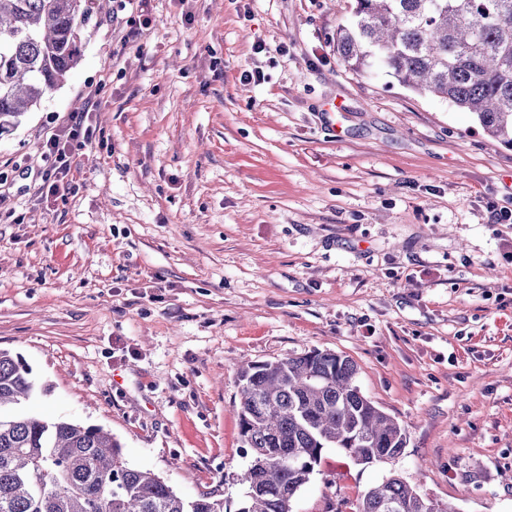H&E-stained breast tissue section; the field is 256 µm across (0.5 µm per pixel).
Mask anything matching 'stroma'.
Here are the masks:
<instances>
[{
	"instance_id": "obj_1",
	"label": "stroma",
	"mask_w": 512,
	"mask_h": 512,
	"mask_svg": "<svg viewBox=\"0 0 512 512\" xmlns=\"http://www.w3.org/2000/svg\"><path fill=\"white\" fill-rule=\"evenodd\" d=\"M84 56L0 136V350L29 412L237 506V365L349 357L403 452L327 449L293 512H357L395 471L512 512V147L471 113L339 63L352 0H89ZM152 19L129 36L130 15ZM91 111L60 198L41 144Z\"/></svg>"
}]
</instances>
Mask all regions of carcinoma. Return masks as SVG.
Masks as SVG:
<instances>
[{
	"label": "carcinoma",
	"mask_w": 512,
	"mask_h": 512,
	"mask_svg": "<svg viewBox=\"0 0 512 512\" xmlns=\"http://www.w3.org/2000/svg\"><path fill=\"white\" fill-rule=\"evenodd\" d=\"M87 0H0V135L60 88L80 62ZM340 64L384 70L419 96L475 115L512 147V0H354L336 29ZM32 369L0 350V512H230L210 494L184 498L130 466L101 427L29 414ZM240 435L249 449L235 512H293L334 448L357 465L394 459L406 430L357 384V366L313 349L238 368ZM358 512H453L397 473L362 496Z\"/></svg>",
	"instance_id": "obj_1"
}]
</instances>
